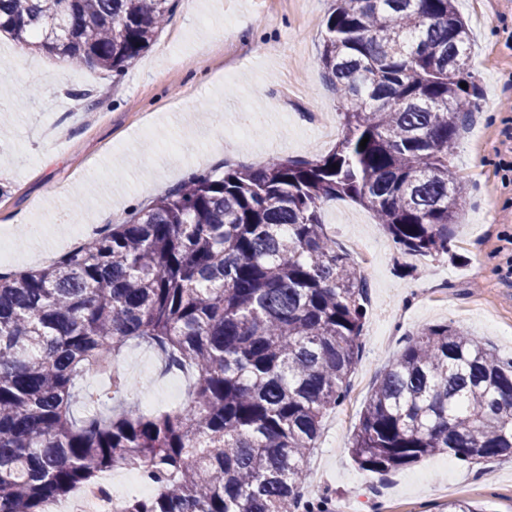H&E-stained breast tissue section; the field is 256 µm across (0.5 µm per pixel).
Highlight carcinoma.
Returning a JSON list of instances; mask_svg holds the SVG:
<instances>
[{"mask_svg":"<svg viewBox=\"0 0 512 512\" xmlns=\"http://www.w3.org/2000/svg\"><path fill=\"white\" fill-rule=\"evenodd\" d=\"M173 7L0 0V33L119 76ZM323 25L342 100L331 151L195 171L59 261L0 274V512H49L114 468L158 486L123 512H334L305 497L307 463L348 395L368 288L322 205L369 208L405 257L448 253L466 204L448 155L478 85L453 0H333ZM132 342L192 375L180 408L112 409ZM92 370L108 384L78 419ZM350 453L377 474L437 453L512 459V359L448 324L421 330L384 367Z\"/></svg>","mask_w":512,"mask_h":512,"instance_id":"obj_1","label":"carcinoma"}]
</instances>
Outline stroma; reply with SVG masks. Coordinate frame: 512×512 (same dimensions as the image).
<instances>
[{
	"label": "stroma",
	"mask_w": 512,
	"mask_h": 512,
	"mask_svg": "<svg viewBox=\"0 0 512 512\" xmlns=\"http://www.w3.org/2000/svg\"><path fill=\"white\" fill-rule=\"evenodd\" d=\"M330 0H177L170 21L120 78L65 68L36 96L22 84L56 66L0 38V272L32 269L27 225L46 245L75 224H113L194 171L220 164L257 169L273 157L313 159L314 127L339 125L341 100L320 61ZM471 30L470 70L479 107L449 156L469 189L448 254L399 257L371 210L330 201L322 218L354 255L370 303L346 400L329 413L310 461L316 495L339 512H446L466 498L512 512V460L485 465L445 455L385 475L349 452L360 412L384 366L407 338L448 323L512 356V0H457ZM134 387L120 405L138 412L183 404L191 380L161 370L146 345L116 359Z\"/></svg>",
	"instance_id": "1"
}]
</instances>
